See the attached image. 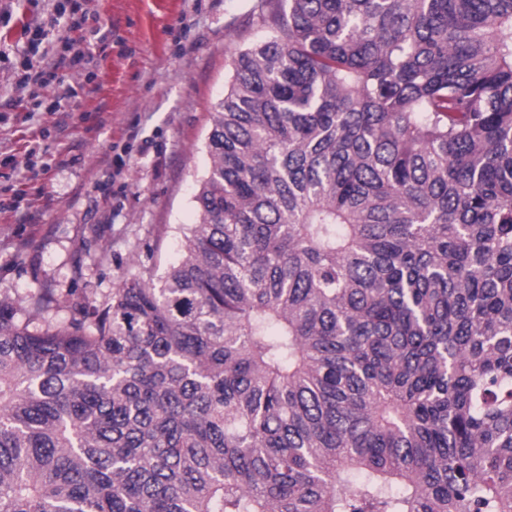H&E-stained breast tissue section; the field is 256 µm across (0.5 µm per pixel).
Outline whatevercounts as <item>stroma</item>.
Wrapping results in <instances>:
<instances>
[{"instance_id": "stroma-1", "label": "stroma", "mask_w": 512, "mask_h": 512, "mask_svg": "<svg viewBox=\"0 0 512 512\" xmlns=\"http://www.w3.org/2000/svg\"><path fill=\"white\" fill-rule=\"evenodd\" d=\"M260 0H81L98 33L61 28L41 63L81 50L82 68L59 86L63 111L39 107L42 88L14 86V72L48 18L69 0H0V153L33 164L0 167V298L15 318L55 289L53 320L74 303L111 299L141 266L164 270L197 221L194 194L205 142L223 98L231 52L264 38Z\"/></svg>"}]
</instances>
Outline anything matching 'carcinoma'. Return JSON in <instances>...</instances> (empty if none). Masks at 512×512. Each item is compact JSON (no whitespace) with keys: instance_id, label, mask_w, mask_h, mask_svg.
I'll list each match as a JSON object with an SVG mask.
<instances>
[{"instance_id":"carcinoma-1","label":"carcinoma","mask_w":512,"mask_h":512,"mask_svg":"<svg viewBox=\"0 0 512 512\" xmlns=\"http://www.w3.org/2000/svg\"><path fill=\"white\" fill-rule=\"evenodd\" d=\"M260 22L183 258L0 314V512H512V0Z\"/></svg>"}]
</instances>
